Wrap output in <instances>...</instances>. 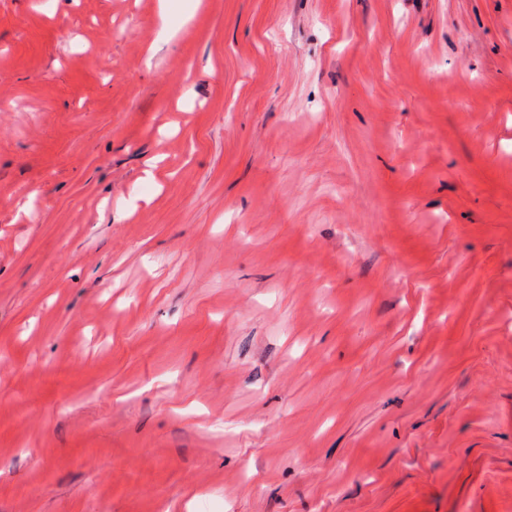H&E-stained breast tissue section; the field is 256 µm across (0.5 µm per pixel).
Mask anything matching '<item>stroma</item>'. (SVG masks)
Returning <instances> with one entry per match:
<instances>
[{"label":"stroma","instance_id":"1","mask_svg":"<svg viewBox=\"0 0 512 512\" xmlns=\"http://www.w3.org/2000/svg\"><path fill=\"white\" fill-rule=\"evenodd\" d=\"M159 4L0 0V512H512V0Z\"/></svg>","mask_w":512,"mask_h":512}]
</instances>
